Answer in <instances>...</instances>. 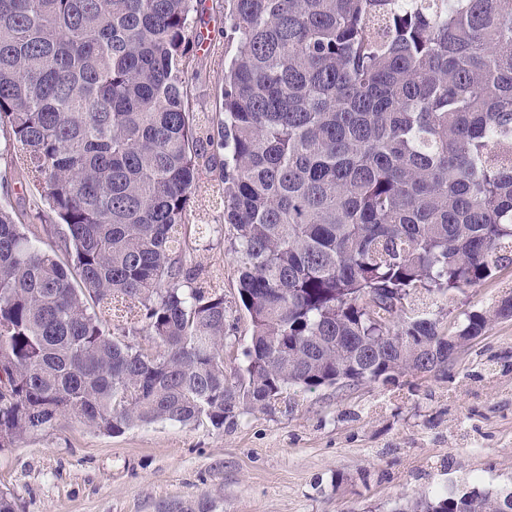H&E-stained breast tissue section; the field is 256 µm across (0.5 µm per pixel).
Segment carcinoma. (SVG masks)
I'll return each mask as SVG.
<instances>
[{
	"label": "carcinoma",
	"instance_id": "carcinoma-1",
	"mask_svg": "<svg viewBox=\"0 0 512 512\" xmlns=\"http://www.w3.org/2000/svg\"><path fill=\"white\" fill-rule=\"evenodd\" d=\"M217 10L235 50L200 116ZM0 135L48 207L0 203V449L60 417L221 430L291 389L443 373L455 345L413 296L512 262V0H0ZM214 172L251 324L233 383L224 289L183 249ZM38 223L64 227L48 249ZM505 313L512 294L457 336Z\"/></svg>",
	"mask_w": 512,
	"mask_h": 512
}]
</instances>
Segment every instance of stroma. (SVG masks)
Returning a JSON list of instances; mask_svg holds the SVG:
<instances>
[{
  "label": "stroma",
  "instance_id": "obj_1",
  "mask_svg": "<svg viewBox=\"0 0 512 512\" xmlns=\"http://www.w3.org/2000/svg\"><path fill=\"white\" fill-rule=\"evenodd\" d=\"M200 29L212 50L198 58L208 75L191 94L195 111L209 112L232 47L223 15ZM212 187L202 182L192 196L195 223L212 233L186 259L220 270L232 305L237 263ZM511 292L505 263L476 287L424 294L418 305L453 335L467 314ZM463 486L512 490V318L468 342L444 375L295 392L220 431L158 422L109 436L63 417L0 451V489L18 512H164L206 501L214 512H394L402 498Z\"/></svg>",
  "mask_w": 512,
  "mask_h": 512
}]
</instances>
